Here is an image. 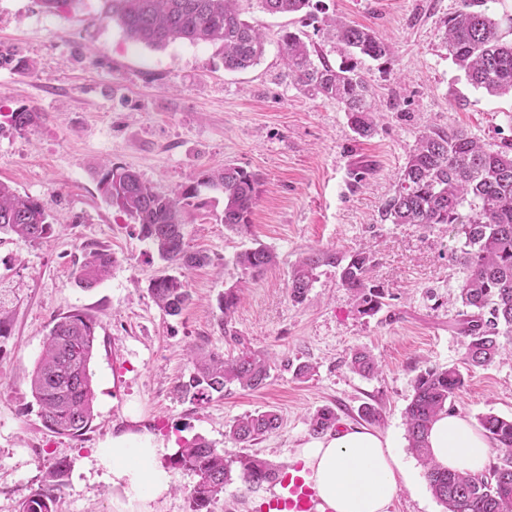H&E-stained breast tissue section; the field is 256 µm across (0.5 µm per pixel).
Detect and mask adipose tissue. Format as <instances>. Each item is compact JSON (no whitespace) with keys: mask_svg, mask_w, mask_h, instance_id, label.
Here are the masks:
<instances>
[{"mask_svg":"<svg viewBox=\"0 0 512 512\" xmlns=\"http://www.w3.org/2000/svg\"><path fill=\"white\" fill-rule=\"evenodd\" d=\"M436 464L472 475L484 473L492 442L469 418L439 416L429 434ZM165 452L156 436L126 432L100 449V464L122 487L128 512H146L145 502L164 496L171 477L159 465ZM311 472L320 498L333 512H387L407 473L390 438L364 427H347L312 441L297 454Z\"/></svg>","mask_w":512,"mask_h":512,"instance_id":"adipose-tissue-1","label":"adipose tissue"}]
</instances>
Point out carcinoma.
I'll return each instance as SVG.
<instances>
[{"mask_svg":"<svg viewBox=\"0 0 512 512\" xmlns=\"http://www.w3.org/2000/svg\"><path fill=\"white\" fill-rule=\"evenodd\" d=\"M106 17L117 21L126 36L149 47H165L176 41L206 43L217 47L224 70L237 72L256 65L264 51L260 32L243 18L242 0H106ZM270 14L312 16L313 0H261ZM483 0H462L461 9L445 24L444 40L454 64L467 81L490 96L512 93V40L504 41L500 22L482 9ZM347 61L335 67L324 56H314L309 44L295 31L280 37L288 79L310 97L341 103L354 133L372 136L375 124L369 90L357 69L359 56L381 59L390 46L371 29L331 21ZM41 118L34 106H20L10 114V125L23 132ZM258 174L241 167H201L188 183L173 194L156 191L141 176L121 166L106 170L100 188L109 204L139 226L140 237L150 243L161 259L182 268L201 267L211 257L191 251L184 239L182 216L200 206L203 188L224 194L222 223L238 233L250 228V217L259 195ZM382 215L393 224L451 226L461 246L452 255L465 271L459 286V312L455 330L463 338V364L485 367L506 351L501 338L512 339V141L498 147L485 146L461 129L430 126L418 137L416 148L401 168L394 195L382 205ZM54 232L51 215L38 200L0 182V234L18 241L41 243ZM114 263L105 249L85 254L76 269L78 283L98 287ZM242 273L255 279L273 263L265 246L245 249L235 256ZM323 265L340 269L341 286L358 299V311L373 315L383 306L381 289L372 285L371 257L361 251L343 254L312 250L295 263L289 295L301 304ZM157 305L169 316H178L191 303L184 281L163 276L150 283ZM240 296L229 288L218 299L220 324L227 323ZM96 342V324L80 313L53 319L43 340V350L27 378L39 406L43 426L58 435L78 437L94 418L95 392L90 362ZM193 372L178 386L184 396L196 401L237 386L257 390L270 377L268 359L260 353L226 358L219 351L191 356ZM351 369L369 376L379 369L371 352L357 350L350 357ZM465 384L456 365L427 367L414 379L413 396L405 408L408 448L422 463L433 496L446 512H512V419L496 414L479 418L490 438L496 458L481 476L436 466L429 458L428 435L435 419L453 408ZM336 410L325 406L309 418V432L320 436L336 427ZM281 426L280 415L268 410L244 414L225 431L232 442L247 448ZM173 468L198 477L190 493V512H204L224 488L232 483L233 468L250 488L269 481L276 468L255 455L224 458V451L202 438L185 441L169 458ZM68 462L58 460L48 479L25 498L20 512H52L58 482Z\"/></svg>","mask_w":512,"mask_h":512,"instance_id":"obj_1","label":"carcinoma"}]
</instances>
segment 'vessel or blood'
Masks as SVG:
<instances>
[{
  "label": "vessel or blood",
  "mask_w": 512,
  "mask_h": 512,
  "mask_svg": "<svg viewBox=\"0 0 512 512\" xmlns=\"http://www.w3.org/2000/svg\"><path fill=\"white\" fill-rule=\"evenodd\" d=\"M272 485L273 491L260 504L259 512H329L302 463H289L277 473Z\"/></svg>",
  "instance_id": "vessel-or-blood-1"
}]
</instances>
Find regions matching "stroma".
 <instances>
[{"mask_svg":"<svg viewBox=\"0 0 512 512\" xmlns=\"http://www.w3.org/2000/svg\"><path fill=\"white\" fill-rule=\"evenodd\" d=\"M460 6L320 0L323 15L369 27L392 47L385 59L359 65L376 106L375 132L362 139L342 104L307 96L286 77V29L340 64L341 51L321 21L271 15L260 0H246L245 17L263 32L264 53L254 67L228 73L212 45L133 42L105 18L103 0H73L55 13L38 0H0V181L42 202L55 224L45 243L0 240V308L9 315L8 333L0 336V512H19L60 458L68 470L55 512H123L127 499L97 452L124 431H147L174 447L201 436L229 459L240 452L225 435L229 423L273 409L280 428L249 452L287 463L311 442L307 420L318 408L333 406L344 428L359 425L365 403L379 408L374 429L393 438L411 473L388 512H444L408 447L404 411L422 368L462 362L454 325L465 272L448 259L455 241L445 226L394 224L381 206L425 126L461 128L492 146L512 139V96L474 88L448 54L442 34ZM21 58L34 70L17 69ZM22 105L38 107L43 117L18 132L7 116ZM227 164L261 178L251 228H225L223 194L202 190L203 207L183 215L184 234L190 249L211 261L192 270L162 260L99 189L108 165L135 170L170 193L196 169ZM257 242L276 263L251 279L235 256ZM98 247L115 263L87 290L75 271L83 253ZM312 248L370 253L382 309L360 314L331 266L318 269L303 303L292 302L291 270ZM166 275L185 280L192 294L177 317L149 291L152 279ZM228 288L240 289L241 299L223 329L218 298ZM75 312L95 322L97 341L90 364L95 416L73 438L43 427L26 377L51 321ZM192 348L265 354L269 384L233 387L208 401L181 396L176 387L193 370ZM362 348L380 362L370 378L349 367L351 353ZM303 363L313 372L300 379L295 369ZM464 377L455 411L474 421L488 413L512 418V359L465 370Z\"/></svg>","mask_w":512,"mask_h":512,"instance_id":"stroma-1","label":"stroma"}]
</instances>
